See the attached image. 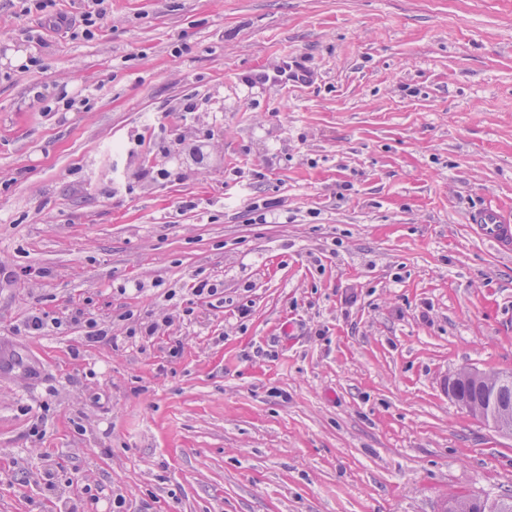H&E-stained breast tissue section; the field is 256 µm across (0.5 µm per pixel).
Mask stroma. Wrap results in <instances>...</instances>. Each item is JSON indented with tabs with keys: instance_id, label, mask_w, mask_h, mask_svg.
<instances>
[{
	"instance_id": "obj_1",
	"label": "stroma",
	"mask_w": 512,
	"mask_h": 512,
	"mask_svg": "<svg viewBox=\"0 0 512 512\" xmlns=\"http://www.w3.org/2000/svg\"><path fill=\"white\" fill-rule=\"evenodd\" d=\"M285 54L308 85L240 82ZM483 204L512 215V0H108L90 40L0 0V512L88 486L94 512L512 495V437L445 388L512 372ZM78 308L109 341L85 345ZM43 311L61 330L25 331ZM219 286L220 284L215 283L209 278L198 279L192 286V294L197 297L202 302H206L211 307H220L215 305L213 301L216 303L222 304L224 303V297H217L221 292ZM483 375L489 374L477 370H469L448 377V396L460 409L465 410L467 413H471L472 415L478 417L486 425L490 426L498 433L506 436H511L512 425L503 423L500 420L491 402H489L486 409L482 411H477L475 410L472 401L463 393L464 386H467L470 381L477 379Z\"/></svg>"
}]
</instances>
